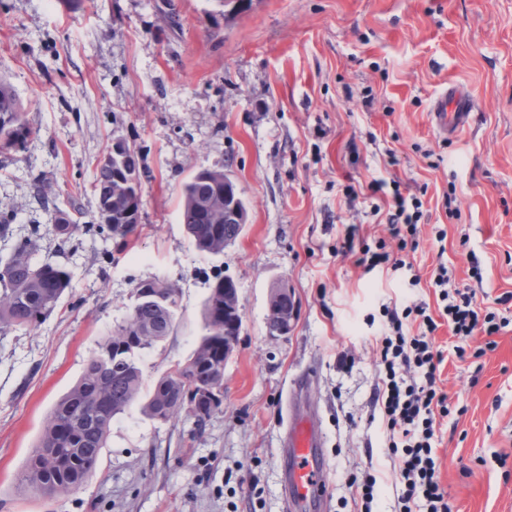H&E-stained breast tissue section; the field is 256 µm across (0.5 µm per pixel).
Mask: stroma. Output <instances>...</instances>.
Wrapping results in <instances>:
<instances>
[{"label":"stroma","mask_w":512,"mask_h":512,"mask_svg":"<svg viewBox=\"0 0 512 512\" xmlns=\"http://www.w3.org/2000/svg\"><path fill=\"white\" fill-rule=\"evenodd\" d=\"M0 78L38 130L0 156V211L19 233L39 227L37 260L73 273L38 327L0 333V512H286V424L304 417L327 463L321 512H392L399 463L371 403L383 306L437 308L441 263L481 307L512 294V0H252L239 13L223 0H5ZM452 87L472 100L453 138L432 120ZM116 136L140 149L144 205L106 264L114 242L90 235L59 251L29 178L46 174L50 198L76 197L93 216L95 168ZM224 166L248 223L223 254H203L180 222L182 190ZM375 179L423 202L411 270L368 273L336 253L350 233L398 256ZM218 274L238 286L243 326L205 426L132 407L78 492H21L47 415L126 317L135 284L180 289L173 332L142 356L153 379L191 356ZM281 280L297 316L274 339L266 316ZM503 315L497 348L476 333L462 360L447 325L435 333L451 413L437 420L434 460L452 512H512V307ZM370 470L379 488L367 508L355 483Z\"/></svg>","instance_id":"stroma-1"}]
</instances>
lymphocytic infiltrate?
<instances>
[{
  "mask_svg": "<svg viewBox=\"0 0 512 512\" xmlns=\"http://www.w3.org/2000/svg\"><path fill=\"white\" fill-rule=\"evenodd\" d=\"M371 189L390 196L386 220L399 250H417L422 201L404 195L396 182L376 180ZM450 281L447 266H438L432 286L442 304L439 316H432L423 302L400 310L384 309L389 332L376 341L383 377L376 386L373 405L379 410L390 452L400 457L397 500L401 512H451L433 459L436 419L450 413L447 397L437 386L443 361L434 349L437 317L446 318L453 336L459 340L456 354L460 357L465 354L464 342L478 331L487 337L486 350H494V336L501 329L494 312L480 311L473 290L450 288ZM413 322L417 323L418 332L410 336L406 329Z\"/></svg>",
  "mask_w": 512,
  "mask_h": 512,
  "instance_id": "lymphocytic-infiltrate-1",
  "label": "lymphocytic infiltrate"
}]
</instances>
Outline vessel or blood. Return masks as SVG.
Returning a JSON list of instances; mask_svg holds the SVG:
<instances>
[{
    "instance_id": "1",
    "label": "vessel or blood",
    "mask_w": 512,
    "mask_h": 512,
    "mask_svg": "<svg viewBox=\"0 0 512 512\" xmlns=\"http://www.w3.org/2000/svg\"><path fill=\"white\" fill-rule=\"evenodd\" d=\"M470 99L457 90L445 92L435 103L433 120L437 129L455 136L466 126ZM288 501L295 512H315L324 484V458L316 431L303 421H293L286 430Z\"/></svg>"
}]
</instances>
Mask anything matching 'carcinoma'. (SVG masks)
<instances>
[{"mask_svg": "<svg viewBox=\"0 0 512 512\" xmlns=\"http://www.w3.org/2000/svg\"><path fill=\"white\" fill-rule=\"evenodd\" d=\"M33 134L24 107L13 87L0 79V155L22 149ZM224 187V170L196 173L183 187L180 223L195 248L208 254L224 252V236L237 225L224 223V213L208 214L202 203ZM96 209L110 207L107 220L96 218L84 224L81 205L74 199L67 208L53 205V231L60 250L80 233L113 240L116 249L128 245L138 227L125 207L113 206L112 169L98 167L92 181ZM13 217L0 213V239L11 241L0 255V331L31 330L51 315L62 297L72 289L73 275L66 265L39 262V237L14 235ZM138 288H150L157 299L129 308L125 319L99 343L98 354L84 366L81 376L55 404L47 417L38 443L32 449L21 475V489L41 497L68 496L77 492L94 473L106 447L113 419L135 403L151 420L168 421L184 412L198 427L218 410L224 399V320L218 317L220 298L209 293L203 304L204 334L192 356L177 363L156 381L148 382L139 355L172 333L179 307V288L165 280L145 279ZM138 345L129 355L126 346Z\"/></svg>", "mask_w": 512, "mask_h": 512, "instance_id": "obj_1", "label": "carcinoma"}]
</instances>
